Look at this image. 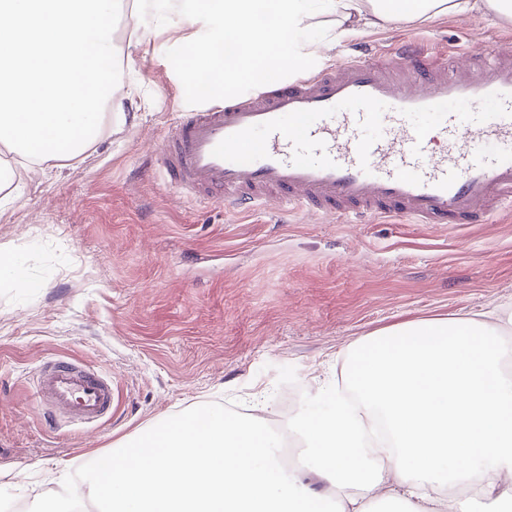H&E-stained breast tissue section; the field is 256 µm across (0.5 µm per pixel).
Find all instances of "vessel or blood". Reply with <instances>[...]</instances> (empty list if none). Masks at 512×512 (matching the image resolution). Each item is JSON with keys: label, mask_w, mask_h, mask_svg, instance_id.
Segmentation results:
<instances>
[{"label": "vessel or blood", "mask_w": 512, "mask_h": 512, "mask_svg": "<svg viewBox=\"0 0 512 512\" xmlns=\"http://www.w3.org/2000/svg\"><path fill=\"white\" fill-rule=\"evenodd\" d=\"M194 77L201 106L160 154L166 182L197 202L447 225L489 223L512 203V51L459 76L445 54L405 44L248 93ZM38 387L68 419L112 414L110 381L72 360L46 362Z\"/></svg>", "instance_id": "1"}]
</instances>
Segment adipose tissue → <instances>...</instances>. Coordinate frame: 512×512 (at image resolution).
<instances>
[{
  "label": "adipose tissue",
  "instance_id": "adipose-tissue-1",
  "mask_svg": "<svg viewBox=\"0 0 512 512\" xmlns=\"http://www.w3.org/2000/svg\"><path fill=\"white\" fill-rule=\"evenodd\" d=\"M184 9L198 27L191 63L222 92L319 64L308 37L319 15L340 39L446 13L512 22V0H219L218 29L202 24L205 0ZM225 33L236 43L229 58ZM511 359L483 314L405 321L357 340L327 411L294 424L327 495L298 489L263 423L202 407L95 458L86 496L105 512H368L384 496L409 512H466L458 489L470 485L512 505Z\"/></svg>",
  "mask_w": 512,
  "mask_h": 512
}]
</instances>
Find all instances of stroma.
<instances>
[{
    "label": "stroma",
    "mask_w": 512,
    "mask_h": 512,
    "mask_svg": "<svg viewBox=\"0 0 512 512\" xmlns=\"http://www.w3.org/2000/svg\"><path fill=\"white\" fill-rule=\"evenodd\" d=\"M120 0V80L136 119L112 115L82 160L23 170L0 204V251L28 288L0 281V505L33 512L99 452L201 407L310 415L337 356L408 320L512 314V212L474 227L225 214L180 197L155 152L197 98L176 66L192 29L177 9ZM512 23L441 16L324 51V65L413 39L483 53ZM140 35L144 49L129 48ZM67 357L112 381L101 425H59L35 380Z\"/></svg>",
    "instance_id": "obj_1"
}]
</instances>
